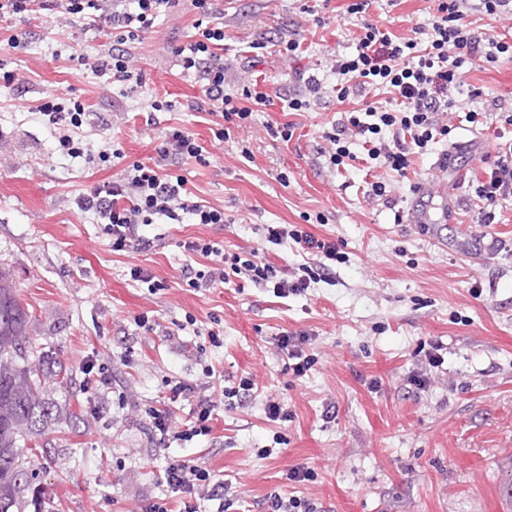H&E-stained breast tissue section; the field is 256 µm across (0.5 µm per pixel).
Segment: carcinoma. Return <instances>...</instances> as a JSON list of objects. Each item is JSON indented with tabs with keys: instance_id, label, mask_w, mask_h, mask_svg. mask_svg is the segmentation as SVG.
Instances as JSON below:
<instances>
[{
	"instance_id": "cac0c4a2",
	"label": "carcinoma",
	"mask_w": 512,
	"mask_h": 512,
	"mask_svg": "<svg viewBox=\"0 0 512 512\" xmlns=\"http://www.w3.org/2000/svg\"><path fill=\"white\" fill-rule=\"evenodd\" d=\"M29 318L0 273V512H21L23 492L33 479L21 443L40 436L51 415L40 393L47 372L35 358Z\"/></svg>"
}]
</instances>
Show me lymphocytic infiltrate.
<instances>
[{
    "mask_svg": "<svg viewBox=\"0 0 512 512\" xmlns=\"http://www.w3.org/2000/svg\"><path fill=\"white\" fill-rule=\"evenodd\" d=\"M180 0H0V14L23 17L39 11L69 15L73 22L94 29L98 34L116 36L118 40L136 39L153 28L155 21ZM437 6L411 37H399L378 26L363 23L357 52L339 56L333 72L338 98L360 95L369 86H381L392 93L391 108L352 111L346 122L330 134V165H343L351 152L346 139L361 141L367 156L375 164L397 173H405L414 151H427L439 128V118L453 110L454 90L462 85V68L478 58L492 63L512 56V32L496 38H483L466 23L468 12L476 11L512 20V0H436ZM197 12L194 23L196 41L176 48L183 70L194 71L200 78L205 104L219 110L222 118L248 119L252 111L238 108L231 95L224 92V58L216 52L224 40V0H191ZM42 113L60 130L59 145L73 157L83 155L79 129L84 108L74 104L46 102ZM499 139L493 161L484 169L475 193L483 203L481 221L493 223L500 199L512 196V113L495 115ZM181 176L160 173L158 165L132 164L120 177L103 183L90 194L79 198L82 211L100 219L113 251L127 252L147 248L141 232L154 217L162 216L173 223L191 219L196 224H220L223 210L186 199ZM189 260L183 271L194 288H215L230 275L242 274L256 286H272L274 292L301 293L315 280L312 266L300 264L295 271L276 266L256 253L225 254L224 247L211 239L184 242ZM208 260L207 269H194L191 258ZM214 403L198 401L190 424L177 425L166 410L149 408L148 415L162 436L192 441L209 435ZM164 479L171 492L181 494L180 512H198L196 496L205 492L223 496L225 485L207 467L187 465L175 460L168 463Z\"/></svg>",
    "mask_w": 512,
    "mask_h": 512,
    "instance_id": "1",
    "label": "lymphocytic infiltrate"
}]
</instances>
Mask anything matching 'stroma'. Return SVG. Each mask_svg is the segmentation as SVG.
I'll return each instance as SVG.
<instances>
[{
    "mask_svg": "<svg viewBox=\"0 0 512 512\" xmlns=\"http://www.w3.org/2000/svg\"><path fill=\"white\" fill-rule=\"evenodd\" d=\"M352 2L224 0V90L252 116L231 123L220 145L219 116L195 111L201 82L173 53L195 38L188 0L125 43L139 87L78 66L76 55L100 59L113 45L81 24L0 17V74L16 76L0 91V271L31 314L38 355L68 369L43 386L52 416L39 447L26 451L36 480L22 512H145L164 496L175 456L218 472L228 487L223 501L199 499L198 512H269L273 492L319 512H512V198L495 223H480L470 182L497 140L494 125L466 118L492 102L512 110V59L466 64L463 109L444 116L447 135L411 155L405 175L371 166L356 141L334 167L326 135L346 109L336 56L355 54L362 22L407 37L434 8L368 0L351 14ZM16 38L25 48L12 47ZM291 38L300 43L293 54L284 49ZM312 74L322 82L314 99L304 81ZM247 86L264 103L242 97ZM58 98L85 108L84 156L63 153L40 112ZM294 98L309 107L289 110ZM155 100L169 109L152 110ZM287 122L286 142L276 128ZM173 127L193 133L210 157L173 160L170 172L190 199L223 210L225 224L159 218L143 229L149 249L113 251L77 201L129 165L152 163ZM241 140L251 156H241ZM109 146L120 157L100 162ZM376 181L390 186L389 199L369 196ZM419 186L433 197L428 224L414 219ZM279 224L336 244L327 276L307 291L280 298L236 277L189 287L182 244L195 238L282 266L305 263L293 241L268 242V226ZM135 267L163 290L131 279ZM283 332L305 336L315 358L305 376L277 348ZM431 351L438 366L427 362ZM105 354L111 389H86V365ZM244 378L253 390L227 408L225 388ZM171 379L192 393L170 401ZM201 397L215 405L209 436L155 435L146 407L183 424ZM272 402L287 419H269ZM295 468L309 478L290 481Z\"/></svg>",
    "mask_w": 512,
    "mask_h": 512,
    "instance_id": "stroma-1",
    "label": "stroma"
}]
</instances>
